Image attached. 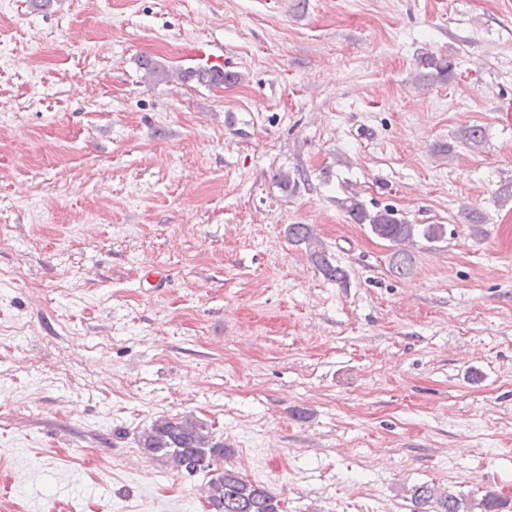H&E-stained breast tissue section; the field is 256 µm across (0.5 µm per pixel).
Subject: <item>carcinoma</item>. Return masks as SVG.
I'll return each instance as SVG.
<instances>
[{"mask_svg":"<svg viewBox=\"0 0 512 512\" xmlns=\"http://www.w3.org/2000/svg\"><path fill=\"white\" fill-rule=\"evenodd\" d=\"M418 65L425 69L420 74L422 78L446 79L454 68L449 57H437L428 52L420 55ZM141 68L145 77L155 81H169L175 77L183 82L195 79L208 85H221L234 80L232 75L206 68L172 71L148 58L141 62ZM484 138V130L478 126H464L456 136L460 143L470 147L481 145ZM342 206L354 223L366 225L373 235L389 243L391 272L399 276L412 273V248L417 240L433 243L446 233L443 224H412L391 207L371 211L354 196L346 198ZM286 233L289 242L304 247L312 264L326 279L346 283V271L331 262L311 225L290 224ZM138 442L145 453L189 474L212 471L213 462L229 451L223 441L214 438L206 423L191 415L155 421L140 433ZM206 499L210 512H284L281 500L267 486L245 479L232 469H225L210 478ZM412 501L415 504L413 512H471L463 498L434 484H422L412 489ZM505 505L506 501L490 491L478 503L481 512H501Z\"/></svg>","mask_w":512,"mask_h":512,"instance_id":"obj_1","label":"carcinoma"}]
</instances>
